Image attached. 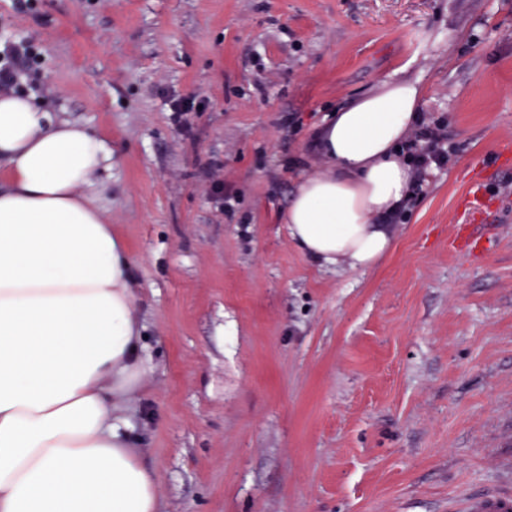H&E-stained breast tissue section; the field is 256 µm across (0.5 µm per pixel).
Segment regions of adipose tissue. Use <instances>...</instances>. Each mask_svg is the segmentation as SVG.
I'll return each instance as SVG.
<instances>
[{"label":"adipose tissue","mask_w":512,"mask_h":512,"mask_svg":"<svg viewBox=\"0 0 512 512\" xmlns=\"http://www.w3.org/2000/svg\"><path fill=\"white\" fill-rule=\"evenodd\" d=\"M421 107L417 82L391 81L316 126L326 167L299 179L285 215L305 255L360 270L392 250ZM112 158L87 128L0 97V512L158 509L120 406L146 370L131 255L82 192Z\"/></svg>","instance_id":"adipose-tissue-1"}]
</instances>
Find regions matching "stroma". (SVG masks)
<instances>
[{
    "label": "stroma",
    "mask_w": 512,
    "mask_h": 512,
    "mask_svg": "<svg viewBox=\"0 0 512 512\" xmlns=\"http://www.w3.org/2000/svg\"><path fill=\"white\" fill-rule=\"evenodd\" d=\"M15 95L112 147L160 512H448L512 486V0H0ZM412 79L447 165L373 267L283 218L327 112ZM190 98L195 109L176 112ZM488 199L448 246L470 184ZM223 196H216V185ZM33 55L29 41L0 38V93L9 94L16 84L23 67Z\"/></svg>",
    "instance_id": "obj_1"
}]
</instances>
